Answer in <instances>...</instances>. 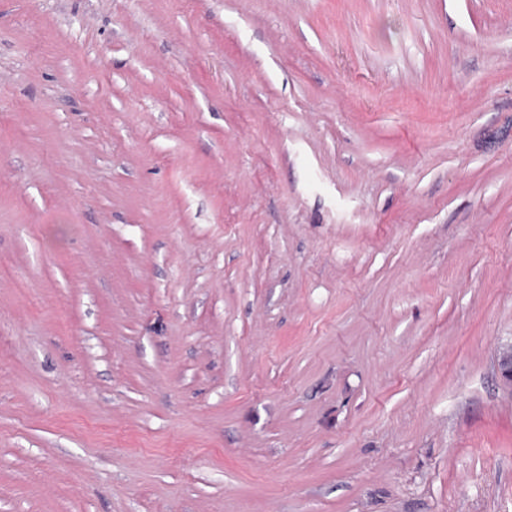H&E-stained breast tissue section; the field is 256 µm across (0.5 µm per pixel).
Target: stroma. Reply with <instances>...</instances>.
<instances>
[{
	"label": "stroma",
	"mask_w": 512,
	"mask_h": 512,
	"mask_svg": "<svg viewBox=\"0 0 512 512\" xmlns=\"http://www.w3.org/2000/svg\"><path fill=\"white\" fill-rule=\"evenodd\" d=\"M512 0H0V512H512Z\"/></svg>",
	"instance_id": "obj_1"
}]
</instances>
